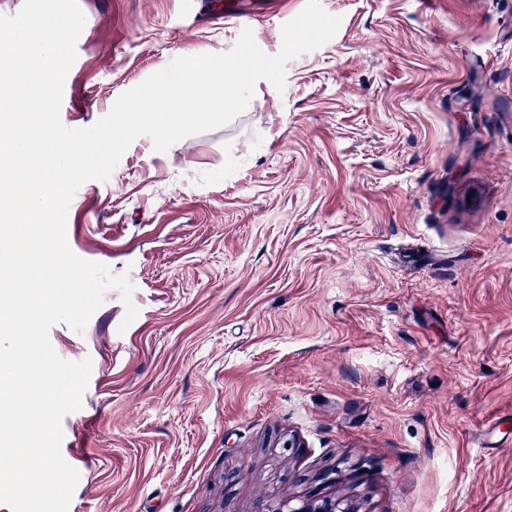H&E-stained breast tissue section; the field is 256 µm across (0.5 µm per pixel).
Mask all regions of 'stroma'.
Segmentation results:
<instances>
[{"instance_id": "35a3bbf8", "label": "stroma", "mask_w": 512, "mask_h": 512, "mask_svg": "<svg viewBox=\"0 0 512 512\" xmlns=\"http://www.w3.org/2000/svg\"><path fill=\"white\" fill-rule=\"evenodd\" d=\"M62 123L92 126L175 57L267 54L306 0H78ZM337 35L246 111L137 139L75 192L107 293L59 356L85 391L91 512H512V0H321ZM268 512H355L349 505L336 499H308L298 507H292L290 502L280 501L271 506Z\"/></svg>"}]
</instances>
